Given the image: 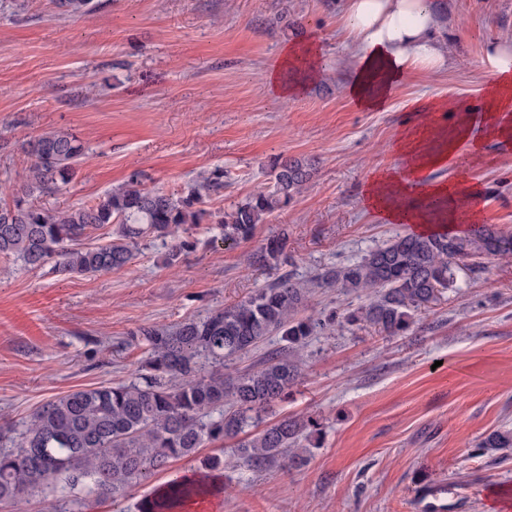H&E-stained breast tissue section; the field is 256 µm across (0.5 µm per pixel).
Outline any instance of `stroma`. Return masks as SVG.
Wrapping results in <instances>:
<instances>
[{"mask_svg":"<svg viewBox=\"0 0 512 512\" xmlns=\"http://www.w3.org/2000/svg\"><path fill=\"white\" fill-rule=\"evenodd\" d=\"M65 13L55 0H0V204L31 158L27 144L50 131L82 139L88 153L49 208L97 200L137 176L170 191L223 167L230 185L211 209H229L267 182L270 160H314L296 203L233 247L199 224V244L178 266L161 243L95 276L0 262V425L21 424L68 392L133 379L144 357L136 331L174 325L236 304L275 271L247 265L268 235L288 231L291 269L306 280L359 261L403 224L364 207L370 175L399 166L391 144L405 126L452 130L456 117L424 119L416 98L482 104L487 43L512 36V0H439L448 23L442 70L412 71L386 110L367 112L346 92L351 75L340 0H92ZM319 42L325 66L292 99L273 98L265 72L288 22ZM435 178L484 191L482 221L512 233V144L459 150ZM457 286L407 334L349 326L309 337L302 377L264 414L310 416L321 431L298 463L256 472L225 465L221 512H492L491 491L512 495V448L479 449L512 430V258L484 256L456 272ZM222 442L133 481L116 501L82 512H139L170 479L197 474Z\"/></svg>","mask_w":512,"mask_h":512,"instance_id":"obj_1","label":"stroma"}]
</instances>
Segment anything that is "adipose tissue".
Returning <instances> with one entry per match:
<instances>
[{
	"label": "adipose tissue",
	"instance_id": "1",
	"mask_svg": "<svg viewBox=\"0 0 512 512\" xmlns=\"http://www.w3.org/2000/svg\"><path fill=\"white\" fill-rule=\"evenodd\" d=\"M342 11V33L352 62L347 92L363 109H383L393 88L412 71L445 67L446 52L436 37L444 19L431 0H344ZM321 65L316 41L287 45L265 82L278 99L287 100L303 91L305 79L319 76ZM481 66L491 77L481 113L465 110L448 135L430 126L403 128L393 144L401 167L377 172L368 181L364 203L385 222L411 225L420 234L480 223V185L448 183L432 174L447 167L461 144L479 149L471 138L474 120L482 121L486 138L512 141V41L488 44ZM420 187L433 199L432 209L410 203V195Z\"/></svg>",
	"mask_w": 512,
	"mask_h": 512
}]
</instances>
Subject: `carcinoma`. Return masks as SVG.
Listing matches in <instances>:
<instances>
[{"label":"carcinoma","mask_w":512,"mask_h":512,"mask_svg":"<svg viewBox=\"0 0 512 512\" xmlns=\"http://www.w3.org/2000/svg\"><path fill=\"white\" fill-rule=\"evenodd\" d=\"M29 148L32 162L19 189L0 205V260H19L30 269L51 263L55 272L71 276L126 267L147 237L167 247L166 260L173 265L194 249L192 230L207 216L225 245L247 242L257 225L307 191L314 173L311 161L278 155L269 165V184L223 212L206 209L224 193L222 167L176 192L148 190L132 179L96 201L59 211L35 200L60 191L87 147L76 135L55 131L37 136ZM106 227L110 240L94 242L95 232ZM480 255L511 256L512 234L491 224L461 235L448 229L397 234L361 260L308 281L284 271L234 305L174 326L140 327L147 357L135 379L72 391L42 404L22 426H0V509L64 493L77 507L88 495L114 499L133 480L195 454L205 442L236 438L298 384L294 349L308 337L359 323L402 336L419 313L455 287V265ZM247 262L276 270L287 265L288 231L264 239ZM313 286L371 297L355 309L301 318ZM273 335L284 347L255 367L224 374L226 362ZM317 430L318 422L309 417L284 416L231 452L240 465L260 471L298 456ZM478 447L511 448L512 432L493 431ZM213 489L201 480L173 479L156 489L146 512H182Z\"/></svg>","instance_id":"cac0c4a2"}]
</instances>
